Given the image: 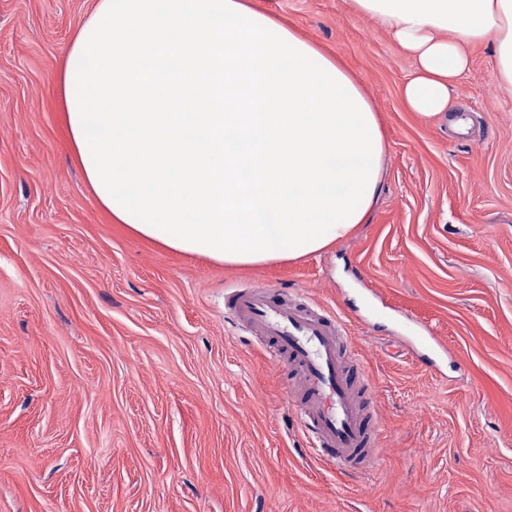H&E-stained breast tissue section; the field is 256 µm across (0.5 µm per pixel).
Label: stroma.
<instances>
[{
  "mask_svg": "<svg viewBox=\"0 0 512 512\" xmlns=\"http://www.w3.org/2000/svg\"><path fill=\"white\" fill-rule=\"evenodd\" d=\"M337 58L385 141L366 222L261 266L169 251L112 223L71 150L56 76L97 0H0V512H512V93L474 49L412 112L414 58L350 0H247ZM336 308L377 392L381 462L309 450L281 364L224 291ZM433 328L428 368L367 290Z\"/></svg>",
  "mask_w": 512,
  "mask_h": 512,
  "instance_id": "obj_1",
  "label": "stroma"
}]
</instances>
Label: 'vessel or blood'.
I'll use <instances>...</instances> for the list:
<instances>
[{
  "label": "vessel or blood",
  "instance_id": "obj_1",
  "mask_svg": "<svg viewBox=\"0 0 512 512\" xmlns=\"http://www.w3.org/2000/svg\"><path fill=\"white\" fill-rule=\"evenodd\" d=\"M224 312L256 336L275 361L288 364V398L311 450L340 472L378 468L380 423L373 386L345 358L351 341L342 319L298 291L283 296L274 286L246 285L225 290ZM405 326L434 354L447 351L424 324Z\"/></svg>",
  "mask_w": 512,
  "mask_h": 512
}]
</instances>
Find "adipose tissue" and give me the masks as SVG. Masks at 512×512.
<instances>
[{"instance_id":"adipose-tissue-1","label":"adipose tissue","mask_w":512,"mask_h":512,"mask_svg":"<svg viewBox=\"0 0 512 512\" xmlns=\"http://www.w3.org/2000/svg\"><path fill=\"white\" fill-rule=\"evenodd\" d=\"M416 60L408 107L448 110L471 48L512 90V0H350ZM69 142L113 223L234 266L321 252L364 223L385 141L352 77L242 0H98L59 80Z\"/></svg>"}]
</instances>
